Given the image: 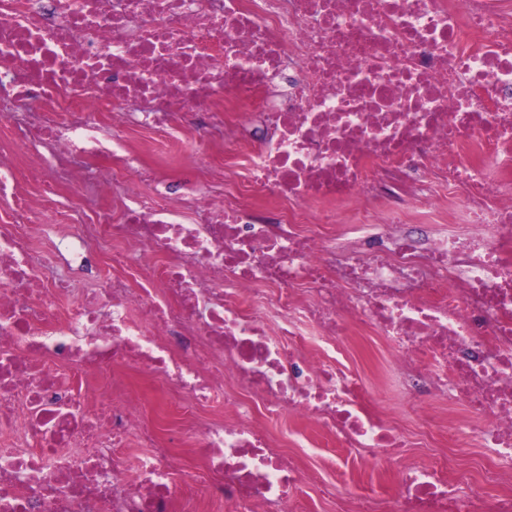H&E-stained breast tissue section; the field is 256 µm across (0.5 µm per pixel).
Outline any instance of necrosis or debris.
I'll return each mask as SVG.
<instances>
[{"label":"necrosis or debris","instance_id":"4bbe7bcc","mask_svg":"<svg viewBox=\"0 0 512 512\" xmlns=\"http://www.w3.org/2000/svg\"><path fill=\"white\" fill-rule=\"evenodd\" d=\"M0 98V512H304L286 412L403 459L387 512H512V0H0ZM366 328L421 428L486 419L499 494L409 458ZM166 163L172 173L193 174L200 179L206 175V167L200 158L189 153L184 146L182 154H173L166 159ZM59 272L69 276L74 281L75 288L85 291L98 288L99 277L97 270L89 266L82 267L80 257H74L71 261V266H62ZM302 426L301 421L298 417L285 414L268 423V429L274 438H276L281 444L282 448L287 450L289 453H302L303 448L296 447L290 442L291 433L295 430L300 429Z\"/></svg>","mask_w":512,"mask_h":512}]
</instances>
